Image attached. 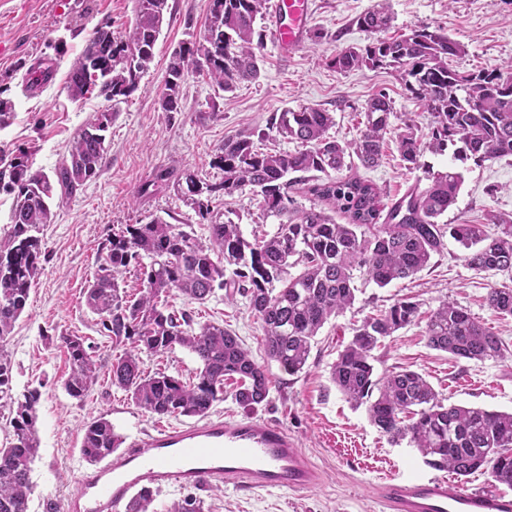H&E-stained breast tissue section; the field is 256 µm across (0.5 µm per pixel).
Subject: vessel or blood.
I'll return each mask as SVG.
<instances>
[{"instance_id":"obj_1","label":"vessel or blood","mask_w":512,"mask_h":512,"mask_svg":"<svg viewBox=\"0 0 512 512\" xmlns=\"http://www.w3.org/2000/svg\"><path fill=\"white\" fill-rule=\"evenodd\" d=\"M309 0H273L268 34L281 51L294 52L307 34ZM319 471L288 432L266 420L211 418L159 425L125 448L82 470L63 512H126L148 491L232 485L308 491ZM379 495L385 512H512V491L468 490L444 477H398Z\"/></svg>"}]
</instances>
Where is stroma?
Returning <instances> with one entry per match:
<instances>
[{"mask_svg":"<svg viewBox=\"0 0 512 512\" xmlns=\"http://www.w3.org/2000/svg\"><path fill=\"white\" fill-rule=\"evenodd\" d=\"M378 0H310V25L320 39H306L291 55L265 41L258 77L226 92L206 78L191 74L181 85L183 111L164 113L160 94L172 51L201 31L208 0H168L166 23L154 48V58L138 89L120 103L106 133L108 161L101 173L73 196L54 201L52 221L41 231L45 257L26 308L15 324L6 348L14 364L13 392L40 387L37 428L40 448L31 465L33 492L29 512H44L46 502L62 503L87 465L80 446L84 426L105 418L124 438L152 430L160 423L179 424L176 416L160 419L145 414L113 386L106 372L119 349L101 335L99 318L86 308L83 291L96 269L98 251L112 233L128 224L146 223L157 215L171 224L191 225L208 240L206 221L198 217L173 188L159 187L144 199L141 186L151 183L158 169L176 167L213 180L210 162L225 139L250 137L261 151H289L271 128L280 112L314 106L332 112L336 124L329 134L339 142L358 138L364 127V108L376 95H386L394 114L378 166L354 164L352 171L370 180L384 202L401 198L409 188H426L429 175L447 170L451 152H425L418 168L403 161L396 133L405 124L427 132L431 115L413 98L397 71L362 67L337 71L333 55L348 46L370 41L355 18ZM132 0H0V97L11 99L14 123L0 130V148L30 152L34 168L52 172L67 156L79 128L95 112L108 109L103 98L71 101L66 74L95 27L121 32L132 16ZM389 36L428 28L447 33L463 45L449 66L460 72L505 70L512 63V0H389ZM55 62L50 82L35 92L25 89V77L41 60ZM464 182L455 205L443 218L447 224H484L490 215L512 216V157L482 165H461ZM217 222L241 224L246 238L274 231L276 217L262 216L259 198L250 190L213 197ZM508 283L512 272L485 273L471 269L453 238L412 278L380 288L366 283L354 305L331 319L315 338L308 364L291 376L268 360L261 325L246 298L226 300L216 293L205 303L191 304L178 293L170 305L193 311L195 322L214 323L231 330L265 366L270 382L267 399L245 406L235 396L234 381L224 384V399L211 417L227 420L264 419L294 436L323 473L320 487L306 492L271 489L255 492L230 487L197 490L204 512H383L375 489L388 476H431L416 448L388 441L371 423L365 407L353 406L331 380V367L364 317L379 313L395 300L408 298L420 305V318L387 337L374 350L376 374L408 368L421 372L445 405L482 407L512 412V317L490 309V288ZM465 308L507 345L498 360L456 359L428 346L425 316L441 301ZM77 334L95 346L102 370L83 399L71 397L62 385L68 364L60 336Z\"/></svg>","mask_w":512,"mask_h":512,"instance_id":"1","label":"stroma"}]
</instances>
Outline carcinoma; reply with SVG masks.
<instances>
[{"instance_id": "obj_1", "label": "carcinoma", "mask_w": 512, "mask_h": 512, "mask_svg": "<svg viewBox=\"0 0 512 512\" xmlns=\"http://www.w3.org/2000/svg\"><path fill=\"white\" fill-rule=\"evenodd\" d=\"M134 19L115 34L99 26L85 38L66 79L68 97L82 101L96 94L118 104L139 87L142 74L166 21L167 0H133ZM268 0H209L203 30L171 54L160 95L164 112L183 109L180 88L185 76L205 74L228 92L257 77L263 34L256 30ZM392 21L388 7L359 15L357 26L376 35L363 47H346L331 63L340 71L392 67L406 89L423 101L433 120L427 137L407 125L397 145L408 168L419 167L425 151L454 147V159L478 165L512 156V64L504 72H459L448 59L463 46L448 34L414 29L399 37H379ZM393 115L389 98L379 94L365 108L359 138L342 144L328 136L332 113L316 107L282 112L271 128L300 144L292 152H260L250 138L224 141L212 160L222 172L218 182L185 176L187 202L198 216L211 215V198L246 187L261 197L264 215L277 216L275 231L248 240L230 220L209 224V243L186 224L154 218L128 224L112 234L84 290L85 305L99 317L100 331L123 353L112 360V384L123 389L140 410L158 417L206 416L224 399V381L237 378L235 398L260 404L269 394L266 369L242 341L221 325H196L186 310L175 311L167 297L176 291L189 302L205 303L216 291L231 300L240 294L260 320L265 353L290 375L307 366L315 338L333 316L356 300L354 272L384 288L427 267L451 236L463 248L461 258L480 272L512 270V217L493 215L496 230L482 224H442L439 219L457 201L462 175L450 167L431 177L430 185L410 189L387 205L380 189L355 174L340 175L355 154L361 165H377ZM16 118L12 100L0 98V130ZM112 113L98 112L73 139L68 157L52 173L33 167L28 151L0 150V193L13 196L10 228L0 240V401L9 408L12 439L0 448V512H29L31 464L39 451L36 422L41 392L31 388L13 395V368L7 339L23 313L39 274L43 227L51 222V201L68 196L95 178L107 162L106 132ZM294 178L287 179L288 175ZM317 200L321 207L300 209L292 192ZM341 216L344 223L336 222ZM139 270L141 288L133 296L121 287L129 267ZM296 268L293 274L290 269ZM488 306L512 316V288L494 287ZM418 304L395 301L366 318L331 368V380L356 407L366 406L371 422L392 441L409 440L435 469L458 479L484 471L512 487V413L480 407L447 406L425 377L402 369L374 377L371 352L382 339L409 325ZM429 345L456 359L491 360L502 356L503 342L468 312L444 301L429 315ZM68 357L63 379L67 393L81 399L97 380L98 363L83 337H59ZM176 347L193 353L201 367L189 382L164 372L148 374L143 356ZM124 444L112 423H86L81 453L98 463Z\"/></svg>"}]
</instances>
